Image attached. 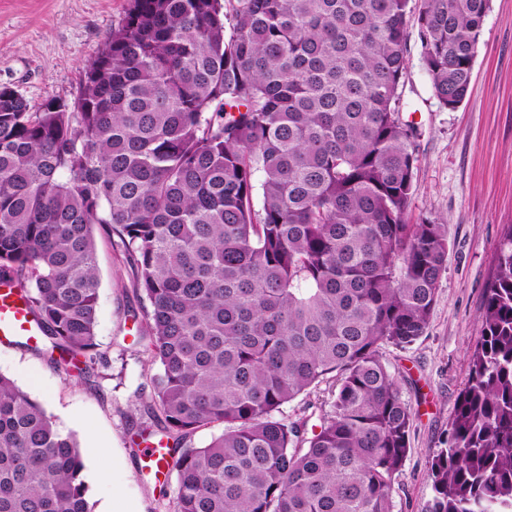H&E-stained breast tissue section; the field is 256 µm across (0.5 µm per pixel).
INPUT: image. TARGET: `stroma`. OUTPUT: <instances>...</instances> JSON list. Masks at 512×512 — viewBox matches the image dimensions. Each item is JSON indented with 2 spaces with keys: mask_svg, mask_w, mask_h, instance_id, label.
Returning <instances> with one entry per match:
<instances>
[{
  "mask_svg": "<svg viewBox=\"0 0 512 512\" xmlns=\"http://www.w3.org/2000/svg\"><path fill=\"white\" fill-rule=\"evenodd\" d=\"M126 7L127 0H0V86L18 91L34 110L51 98L73 100ZM402 102L403 120L420 133L412 211L448 226V265L426 334L408 348L383 351L414 414L396 512H427L429 461L443 445L467 379V350L479 334L502 227L512 224V0H490L459 107L443 108L434 98L414 38ZM93 234L100 277L96 340L110 358L99 391L56 371L41 343L0 346V373L77 439L91 512H174V477L144 469L143 447L131 430L132 421L147 419L139 388L157 371L132 343L148 302L132 288L117 236L98 226Z\"/></svg>",
  "mask_w": 512,
  "mask_h": 512,
  "instance_id": "stroma-1",
  "label": "stroma"
}]
</instances>
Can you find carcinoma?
Masks as SVG:
<instances>
[{
  "label": "carcinoma",
  "mask_w": 512,
  "mask_h": 512,
  "mask_svg": "<svg viewBox=\"0 0 512 512\" xmlns=\"http://www.w3.org/2000/svg\"><path fill=\"white\" fill-rule=\"evenodd\" d=\"M488 9L129 0L73 100L33 112L0 91V283L54 367L89 382L106 361L93 226L117 235L150 304L137 344L158 365L146 407L173 441L174 512H394L413 413L383 349L426 334L448 263V225L412 219L410 30L454 110ZM478 329L429 512H512V224ZM82 471L1 374L0 512H90Z\"/></svg>",
  "instance_id": "1"
}]
</instances>
